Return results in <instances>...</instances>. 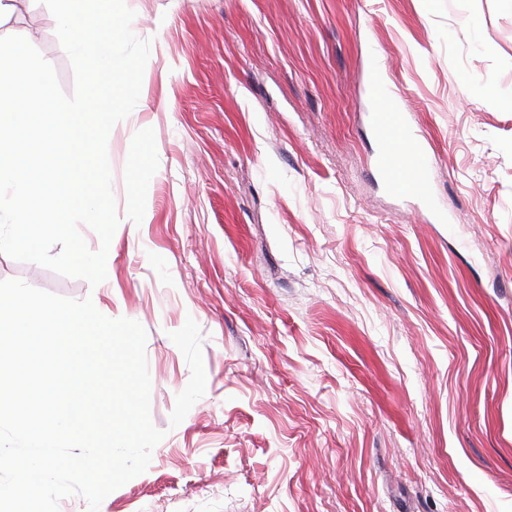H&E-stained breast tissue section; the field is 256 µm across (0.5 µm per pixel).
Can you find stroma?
I'll return each instance as SVG.
<instances>
[{"mask_svg":"<svg viewBox=\"0 0 512 512\" xmlns=\"http://www.w3.org/2000/svg\"><path fill=\"white\" fill-rule=\"evenodd\" d=\"M126 3L151 51L107 281L0 254L147 333L166 436L99 512H512V0ZM7 27L72 94L41 0ZM374 58L449 223L382 184ZM190 317L206 392L173 429Z\"/></svg>","mask_w":512,"mask_h":512,"instance_id":"stroma-1","label":"stroma"}]
</instances>
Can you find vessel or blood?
I'll use <instances>...</instances> for the list:
<instances>
[{"mask_svg":"<svg viewBox=\"0 0 512 512\" xmlns=\"http://www.w3.org/2000/svg\"><path fill=\"white\" fill-rule=\"evenodd\" d=\"M368 94L377 110L371 125L380 146L377 169L386 189L410 197L426 208L435 207L431 193V170L428 155L416 138L409 115L397 104L380 67H373ZM440 223H447L445 210L436 209Z\"/></svg>","mask_w":512,"mask_h":512,"instance_id":"b4317fda","label":"vessel or blood"}]
</instances>
